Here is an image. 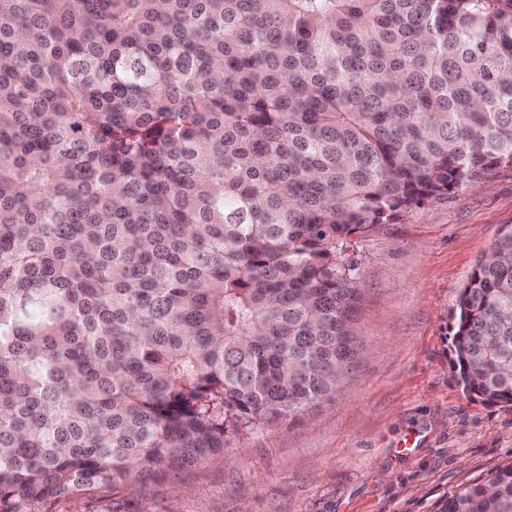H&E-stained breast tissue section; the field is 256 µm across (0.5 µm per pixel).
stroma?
I'll return each instance as SVG.
<instances>
[{"mask_svg":"<svg viewBox=\"0 0 512 512\" xmlns=\"http://www.w3.org/2000/svg\"><path fill=\"white\" fill-rule=\"evenodd\" d=\"M512 224V167L347 238L359 353L334 397L223 456L53 512H438L512 463V404L470 400L449 327L477 260Z\"/></svg>","mask_w":512,"mask_h":512,"instance_id":"35a3bbf8","label":"stroma"}]
</instances>
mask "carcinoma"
Returning a JSON list of instances; mask_svg holds the SVG:
<instances>
[{"label":"carcinoma","instance_id":"1","mask_svg":"<svg viewBox=\"0 0 512 512\" xmlns=\"http://www.w3.org/2000/svg\"><path fill=\"white\" fill-rule=\"evenodd\" d=\"M512 166V0H0V512L332 398L344 240ZM450 369L512 404V225ZM440 512H512V464Z\"/></svg>","mask_w":512,"mask_h":512}]
</instances>
